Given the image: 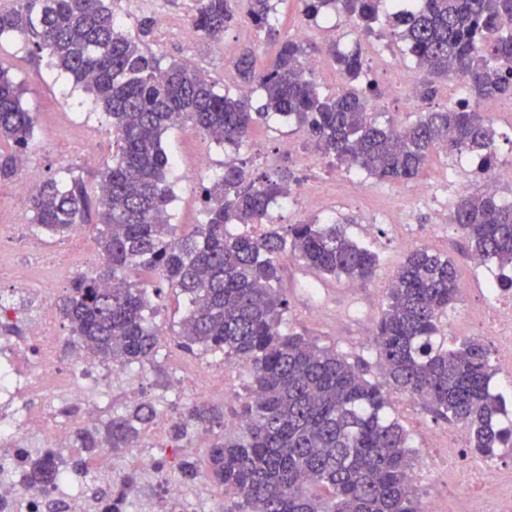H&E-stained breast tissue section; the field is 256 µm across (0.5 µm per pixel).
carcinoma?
I'll return each mask as SVG.
<instances>
[{
    "label": "carcinoma",
    "mask_w": 512,
    "mask_h": 512,
    "mask_svg": "<svg viewBox=\"0 0 512 512\" xmlns=\"http://www.w3.org/2000/svg\"><path fill=\"white\" fill-rule=\"evenodd\" d=\"M193 29L213 41L237 20L239 6L259 29L276 35L277 0H196ZM316 21L344 13L369 34L385 18L404 55L434 80L457 76L467 97L443 110L419 113L407 126L382 128L369 111L380 96L372 82L359 86L365 66L360 50L336 44L328 54L347 85L324 93L302 77L306 51L300 42L279 44L270 65L259 69L251 52L230 60L240 81L262 92H231L184 62L166 65L146 48L154 20L143 18L133 35L107 0H16L0 10V39L23 37L29 53H48L50 65L92 95L112 126V161L98 169V195L82 180L40 181L30 203L31 222L64 236L95 219L104 265L76 278L58 312L70 336L102 362L129 366L154 359L159 337L147 317L149 286L158 280L188 301L178 346L224 354L249 366L237 426L207 451L205 472L182 459L183 482L203 476L224 488V512H426L412 482L415 451L406 429L386 414V389L425 402L450 424L468 429L471 451L492 459L512 448V427H498L502 398L489 390L497 369L475 337L453 346L438 341L443 318L459 293L457 271L446 256L420 248L407 255L384 289L370 350L384 382L366 378L362 358L286 328L290 302L282 288L285 264L295 260L322 278L364 283L378 255L347 235L340 224L315 221L284 230L265 225L276 199L291 194L294 180L245 182L243 168L204 188V222L187 232L170 223L173 191L166 182L170 159L163 136L190 122L211 141L242 147L253 129L273 118L294 121L319 154L378 180L410 181L430 152L443 145L480 161L481 172L498 165L495 131L478 108L489 99H512V0H300ZM23 85L0 64V180L15 177L19 155L30 148L35 120L23 106ZM456 224L473 256L512 268V202L480 188L454 205ZM147 276L138 282L128 273ZM156 416L141 402L93 428L78 430L74 445L140 447L141 429ZM224 425V412L205 403L187 409L172 426L175 440L193 430ZM31 484L53 486L60 457L45 449L24 453ZM136 484H92L86 507L112 500V512Z\"/></svg>",
    "instance_id": "obj_1"
}]
</instances>
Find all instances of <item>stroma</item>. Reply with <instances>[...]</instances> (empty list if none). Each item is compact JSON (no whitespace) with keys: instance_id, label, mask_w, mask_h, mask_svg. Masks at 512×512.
I'll return each instance as SVG.
<instances>
[{"instance_id":"obj_1","label":"stroma","mask_w":512,"mask_h":512,"mask_svg":"<svg viewBox=\"0 0 512 512\" xmlns=\"http://www.w3.org/2000/svg\"><path fill=\"white\" fill-rule=\"evenodd\" d=\"M112 7L122 20L125 30H134L138 20L149 17L155 26L149 47L163 62L192 60L218 86L236 89L237 77L228 64L230 57L243 51L255 53L258 67L270 64L274 51L263 32H260L246 13H239L237 21L224 33L223 41L206 39L192 28L195 0H112ZM280 38H295L299 30H306L303 45L316 62L313 77L328 92L338 90L343 77L324 47L336 41L345 49L359 42L361 35L354 22L344 16L327 22H312L302 14L300 0H282L274 22ZM0 65L8 67L13 76L26 88L24 106L35 117L34 139L30 152L43 178H83L89 194H96L94 173L112 159L113 136L107 117L95 111L91 103L74 90L66 78L57 76L49 66L48 58L29 55L22 39L0 41ZM374 80L381 96L374 103L377 121L381 125L402 127L412 123L419 112L437 110L448 104V85L440 83L435 96L429 100L394 96L388 91L384 73H376ZM102 129L101 147L95 164L85 163L79 154L70 150L84 127ZM291 143V153H283V143ZM163 145L174 158L167 171V181L174 191L171 205L172 223L189 230L204 219L203 189L213 184L228 162L240 165L247 180L277 178L288 171L297 181H320L334 186L332 195L319 198L312 212H304L294 198L278 199L271 209L277 226L287 227L304 220L319 223L337 222L346 225L348 233L369 246L380 257L374 279L363 284L360 291L348 289L347 280L324 282L312 271L297 262H289L284 281L290 301L288 325L318 344L336 347L350 357H370L368 347L359 342L360 336L373 334L375 321L381 309L382 290L398 267L413 249L425 246L433 252L450 257L458 276L470 280V288L461 290L453 311L449 312L445 333L449 339L476 335V323L489 308L481 290L486 281L497 277V270L477 274L473 258L457 225L439 224L432 209L422 201L413 200L410 193L417 185H434L446 176L455 174L470 186L483 184L477 162L463 157L459 169H452L453 155L444 149L434 150L415 182L377 181L366 179L363 194H350L347 178L353 172L346 165L331 163L322 157L307 159L308 139L293 122H270L256 127L248 143L234 151L217 146L195 127L185 124L170 129ZM203 153L210 161L209 169L192 173L183 168V158ZM11 183H0V262L22 264L25 253L18 244L20 236L33 235L44 249L55 250L65 243L64 238H52L31 223L29 200L10 197ZM100 257L97 248L70 259L68 266H43L34 274L50 280L55 296H63L72 281L83 269H97ZM157 310L153 321L160 334V348L155 364L127 367L120 380L114 381L107 392L98 393L103 414L112 410L150 401L158 413L175 421L185 406L192 403V387L197 370L220 364L224 367V382L212 388L211 403L233 409L244 396L248 384V369L244 364L225 361L223 354L185 353L177 345V334L185 315V303L170 289L156 296ZM388 412L397 418L410 434L417 462L413 471L415 485L423 501L438 502L442 512H465L469 506L462 493H449V478L441 465L442 452L430 447L428 434L446 429V420L437 417L426 405L409 396L391 391L387 394ZM216 431L198 430L189 447H175L171 437L155 440L152 430H145L142 443L150 450H161L163 456H178L194 460L198 467L206 465V450L216 438Z\"/></svg>"}]
</instances>
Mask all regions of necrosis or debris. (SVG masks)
<instances>
[{
  "mask_svg": "<svg viewBox=\"0 0 512 512\" xmlns=\"http://www.w3.org/2000/svg\"><path fill=\"white\" fill-rule=\"evenodd\" d=\"M0 281L8 282L13 289L10 307L23 310L37 302L43 305V313L32 325L28 341L39 346V355L26 354V343L0 340V404H8L22 412L21 417L0 420V464L13 474L11 482L0 483V498H19L22 502L20 512H45L46 503L54 498L69 501L71 512H88L82 483L70 469H61L62 479L53 488L28 485L23 475L20 446L46 432L50 435V447L68 453L76 426L89 427L99 420L100 406L90 397V387L106 388L113 379L121 376L122 371L116 367L94 369L77 352L67 360H59L54 349L56 326L51 283H33L28 267L19 265L0 267ZM487 296L492 315L481 329L492 340L501 370L511 373L512 292L506 294L502 289L491 288ZM32 395L42 397V410L23 413L24 402ZM63 400L83 406L80 424L60 419L57 405ZM430 438L442 443L444 462L455 486L465 493L485 490L481 512H512V471L504 472L496 461L487 459L466 465L462 455L463 435L456 429L431 433Z\"/></svg>",
  "mask_w": 512,
  "mask_h": 512,
  "instance_id": "4bbe7bcc",
  "label": "necrosis or debris"
}]
</instances>
